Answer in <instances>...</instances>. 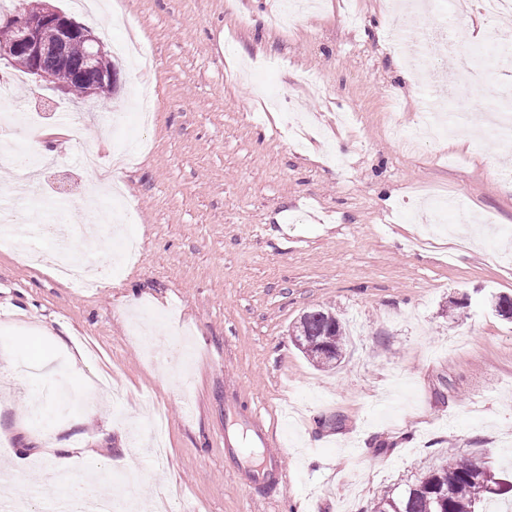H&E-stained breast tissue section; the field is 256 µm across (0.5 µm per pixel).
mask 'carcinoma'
<instances>
[{
    "instance_id": "cac0c4a2",
    "label": "carcinoma",
    "mask_w": 512,
    "mask_h": 512,
    "mask_svg": "<svg viewBox=\"0 0 512 512\" xmlns=\"http://www.w3.org/2000/svg\"><path fill=\"white\" fill-rule=\"evenodd\" d=\"M43 80L70 85V91L82 97V87L70 83L71 72L47 60ZM303 335L322 343L304 351L313 362L331 367L341 361L344 330L335 314L325 309L304 313L299 320ZM512 496V480L504 482L487 467L469 458H451L430 470L418 483L396 497L372 503L367 512H487L486 505L497 497Z\"/></svg>"
}]
</instances>
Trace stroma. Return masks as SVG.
Returning a JSON list of instances; mask_svg holds the SVG:
<instances>
[{
  "instance_id": "stroma-1",
  "label": "stroma",
  "mask_w": 512,
  "mask_h": 512,
  "mask_svg": "<svg viewBox=\"0 0 512 512\" xmlns=\"http://www.w3.org/2000/svg\"><path fill=\"white\" fill-rule=\"evenodd\" d=\"M108 2L109 51L134 31L148 55L119 58L112 98L10 73L12 107L41 113L49 135L40 194L0 195L22 224L74 237L100 183L84 152L147 144L112 170L136 265L99 252L106 276L89 291L23 261L49 242L0 248V464L15 496L52 512L59 481L94 494L102 457L136 471L128 496L169 495L171 512H342L345 498L365 512L451 455L511 480L512 320L492 301L512 295V151L489 133L406 139L450 86L483 116L479 92L451 70L413 78L390 45L389 0H321L286 28L278 0ZM139 87L156 107L145 127ZM315 308L343 323L337 366L291 338ZM86 340L93 351L65 358ZM101 375L112 390L86 397ZM256 420L284 485L253 478Z\"/></svg>"
}]
</instances>
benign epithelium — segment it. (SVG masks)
I'll list each match as a JSON object with an SVG mask.
<instances>
[{
  "mask_svg": "<svg viewBox=\"0 0 512 512\" xmlns=\"http://www.w3.org/2000/svg\"><path fill=\"white\" fill-rule=\"evenodd\" d=\"M6 23L15 31L14 44L0 47V63L21 52L31 62L30 75L41 79L42 64L48 58L60 65L69 64L68 49L72 42L86 44L91 55L80 70L77 79L86 87L89 97H109L112 95V74L100 69L96 60L108 54L101 39L89 28L66 16L49 0H29L24 10L6 19ZM53 30L54 40L46 38V31Z\"/></svg>",
  "mask_w": 512,
  "mask_h": 512,
  "instance_id": "obj_1",
  "label": "benign epithelium"
}]
</instances>
